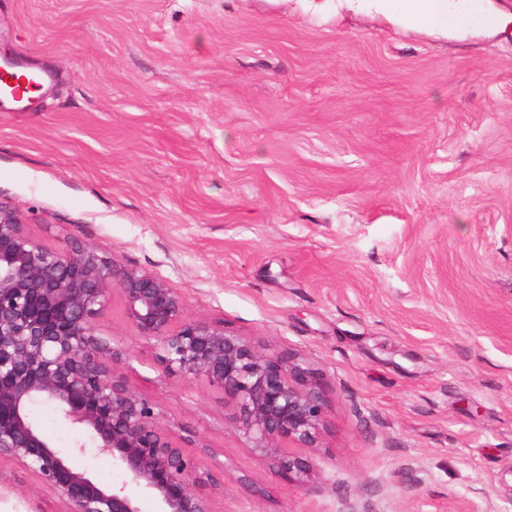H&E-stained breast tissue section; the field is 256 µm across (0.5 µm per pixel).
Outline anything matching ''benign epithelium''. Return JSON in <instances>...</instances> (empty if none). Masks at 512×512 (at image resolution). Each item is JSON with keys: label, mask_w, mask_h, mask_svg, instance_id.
I'll return each instance as SVG.
<instances>
[{"label": "benign epithelium", "mask_w": 512, "mask_h": 512, "mask_svg": "<svg viewBox=\"0 0 512 512\" xmlns=\"http://www.w3.org/2000/svg\"><path fill=\"white\" fill-rule=\"evenodd\" d=\"M138 336L154 344L164 371L204 377L236 408L251 450L278 473L317 488L327 400L315 373L291 353H268L224 326L185 315V301L150 272L129 268L79 242L44 247L18 211L0 206V459L37 476L65 512H215L210 487L217 454L185 452L188 429L163 426L153 405L115 374L120 352L98 331L113 292ZM48 402L76 430L68 452L31 417ZM112 459L125 477L104 485L76 464L86 451Z\"/></svg>", "instance_id": "benign-epithelium-1"}]
</instances>
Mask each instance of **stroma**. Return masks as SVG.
<instances>
[{"label":"stroma","mask_w":512,"mask_h":512,"mask_svg":"<svg viewBox=\"0 0 512 512\" xmlns=\"http://www.w3.org/2000/svg\"><path fill=\"white\" fill-rule=\"evenodd\" d=\"M320 2L0 0V57L58 76L0 108V206L316 372L309 492L113 295L114 370L216 450V512H512V0L445 39ZM63 509L0 461V512Z\"/></svg>","instance_id":"obj_1"}]
</instances>
